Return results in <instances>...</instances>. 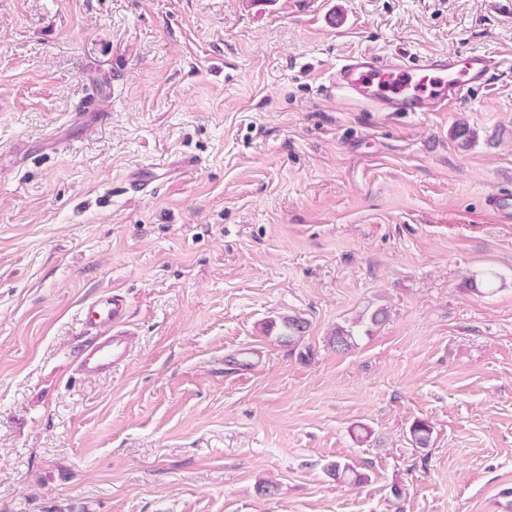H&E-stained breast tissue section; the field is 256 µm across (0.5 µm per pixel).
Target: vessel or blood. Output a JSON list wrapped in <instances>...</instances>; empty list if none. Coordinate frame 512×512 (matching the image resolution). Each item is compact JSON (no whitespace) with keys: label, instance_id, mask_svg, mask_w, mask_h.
Returning a JSON list of instances; mask_svg holds the SVG:
<instances>
[{"label":"vessel or blood","instance_id":"b4317fda","mask_svg":"<svg viewBox=\"0 0 512 512\" xmlns=\"http://www.w3.org/2000/svg\"><path fill=\"white\" fill-rule=\"evenodd\" d=\"M497 67L493 56L481 53L461 59L429 54L411 66L398 58L361 52L348 56L332 81L352 100L380 112H445L460 104L465 89L488 86ZM486 206L497 223L512 222V195H489ZM84 327L88 339L75 356L78 374L101 376L129 360L134 333L119 295L99 293L87 307Z\"/></svg>","mask_w":512,"mask_h":512}]
</instances>
